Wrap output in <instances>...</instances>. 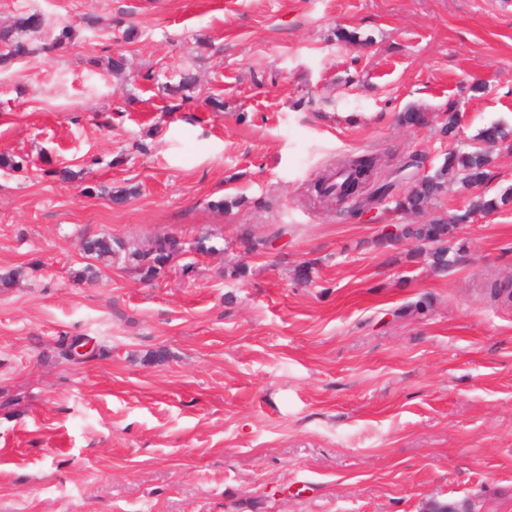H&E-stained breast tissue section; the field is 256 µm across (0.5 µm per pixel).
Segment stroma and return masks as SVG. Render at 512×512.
<instances>
[{
	"label": "stroma",
	"instance_id": "stroma-1",
	"mask_svg": "<svg viewBox=\"0 0 512 512\" xmlns=\"http://www.w3.org/2000/svg\"><path fill=\"white\" fill-rule=\"evenodd\" d=\"M33 12L36 42L75 36L0 70V156L28 161L0 170V512H512V303L487 291L512 206L443 274L378 245L388 205L313 191L372 155L401 192L453 104L466 141L512 130V0H0ZM185 68L186 100L160 85ZM164 235L186 252L154 281L122 254L76 277L85 239ZM77 336L96 355L61 357Z\"/></svg>",
	"mask_w": 512,
	"mask_h": 512
}]
</instances>
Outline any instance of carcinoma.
I'll list each match as a JSON object with an SVG mask.
<instances>
[{
	"instance_id": "obj_1",
	"label": "carcinoma",
	"mask_w": 512,
	"mask_h": 512,
	"mask_svg": "<svg viewBox=\"0 0 512 512\" xmlns=\"http://www.w3.org/2000/svg\"><path fill=\"white\" fill-rule=\"evenodd\" d=\"M43 26L44 19L38 13L25 14L8 25H0V69L35 53L26 35L39 33ZM196 83V76L185 70L179 73L177 84L165 83L162 89L173 96L193 89ZM460 127V112L452 105L448 108L440 133L453 139L459 134ZM486 143L509 151L512 149V133L499 125L485 128L479 134V142L454 147L438 167L414 180L399 195H391L392 185L389 183H374V159L369 156L350 158L339 170L322 175L317 181L316 193L320 199L338 205L354 200L359 208L391 195L393 211L403 216L417 213L430 215V219L423 224L399 225L400 234L396 239L380 235L377 243L393 246L400 239L414 241L419 247H427L435 269L445 271L450 263L449 239L456 238L464 225L473 222L475 215L494 213L512 204V191L508 189L494 194L485 191L477 194L467 207L452 214L433 213L435 201L447 189L448 182L455 180L464 186L476 187L488 181L489 152L483 148ZM84 252L109 263L117 254L114 241L105 237L86 240ZM184 252L183 242L172 236H162L154 240L150 249L134 250L127 258L135 263L141 276L153 279Z\"/></svg>"
}]
</instances>
